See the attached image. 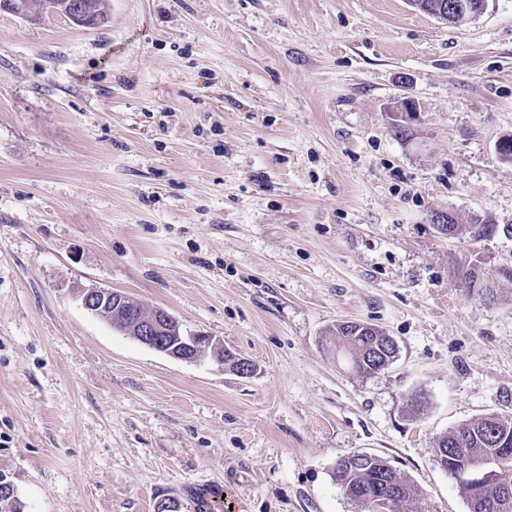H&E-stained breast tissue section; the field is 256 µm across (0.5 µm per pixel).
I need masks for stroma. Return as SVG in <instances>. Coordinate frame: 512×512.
Masks as SVG:
<instances>
[{"instance_id":"35a3bbf8","label":"stroma","mask_w":512,"mask_h":512,"mask_svg":"<svg viewBox=\"0 0 512 512\" xmlns=\"http://www.w3.org/2000/svg\"><path fill=\"white\" fill-rule=\"evenodd\" d=\"M85 28L0 12V475L24 512H363L371 453L420 512H469L434 457L512 417V0H105ZM460 229L440 233L435 213ZM498 285L490 303L459 273ZM124 292L250 361H178L82 307ZM374 325L395 360L324 352ZM350 457L346 460L342 467L336 471L335 479L337 484L342 489L344 486H353L363 494V489L367 485L373 489V482L379 476L383 475L385 467L394 471L400 484L397 486L394 480L380 479V484L377 486V494L373 497L372 511L373 512H414L412 504L414 500V492L411 485L406 479L397 472L395 468H391L389 463L382 457L374 455V457L367 456H345L342 458ZM387 468V469H388ZM386 469V470H387ZM345 495V493H344ZM397 495V503L392 507L393 499Z\"/></svg>"}]
</instances>
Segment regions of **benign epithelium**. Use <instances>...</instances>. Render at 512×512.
<instances>
[{"label": "benign epithelium", "mask_w": 512, "mask_h": 512, "mask_svg": "<svg viewBox=\"0 0 512 512\" xmlns=\"http://www.w3.org/2000/svg\"><path fill=\"white\" fill-rule=\"evenodd\" d=\"M35 1L42 5L43 11L80 26H100L107 20L106 15L88 8L80 0H0V11L27 16ZM82 305L91 314L105 318L114 330L180 361L200 363L219 350L211 336L186 334L179 320L168 311L155 308L142 312L129 306L128 296L119 291L87 289L82 295ZM457 464L455 477L466 491L468 503L490 495L504 512L512 507V484L499 479L492 463L465 455ZM396 495V483L389 478L380 479L372 512H391Z\"/></svg>", "instance_id": "1"}]
</instances>
